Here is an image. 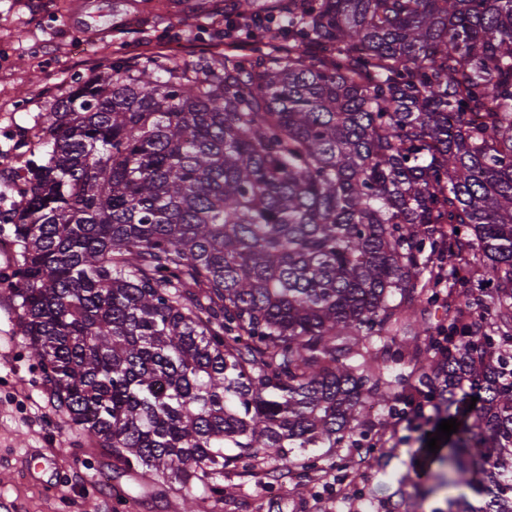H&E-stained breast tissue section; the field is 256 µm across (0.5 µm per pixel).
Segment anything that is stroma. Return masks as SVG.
<instances>
[{"label": "stroma", "instance_id": "stroma-1", "mask_svg": "<svg viewBox=\"0 0 512 512\" xmlns=\"http://www.w3.org/2000/svg\"><path fill=\"white\" fill-rule=\"evenodd\" d=\"M0 114L32 126L71 82L120 58L176 53L196 60L224 51V0H0ZM40 46L33 55L31 46ZM0 255V501L12 512H184L183 492L151 494L138 476L87 440L53 398L52 386L18 331L6 264ZM404 405L369 417L368 445L331 456L316 483L271 465L224 475L226 497L215 512H441L446 493L413 498L415 467L439 472L420 436L438 419ZM55 461L34 473L42 457Z\"/></svg>", "mask_w": 512, "mask_h": 512}]
</instances>
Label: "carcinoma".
<instances>
[{
  "label": "carcinoma",
  "mask_w": 512,
  "mask_h": 512,
  "mask_svg": "<svg viewBox=\"0 0 512 512\" xmlns=\"http://www.w3.org/2000/svg\"><path fill=\"white\" fill-rule=\"evenodd\" d=\"M234 10L249 55L121 59L44 116L11 290L57 406L222 502L241 464L317 476L408 387L459 423L448 512H512V0ZM443 286L448 326L397 342Z\"/></svg>",
  "instance_id": "obj_1"
}]
</instances>
